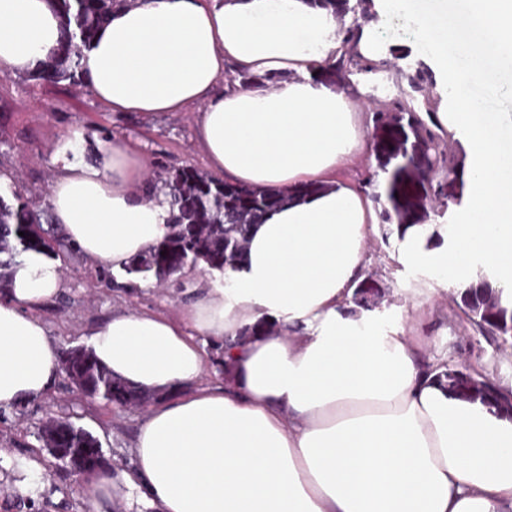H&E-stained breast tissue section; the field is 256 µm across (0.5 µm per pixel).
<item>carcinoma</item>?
<instances>
[{
	"instance_id": "carcinoma-1",
	"label": "carcinoma",
	"mask_w": 512,
	"mask_h": 512,
	"mask_svg": "<svg viewBox=\"0 0 512 512\" xmlns=\"http://www.w3.org/2000/svg\"><path fill=\"white\" fill-rule=\"evenodd\" d=\"M62 19L57 47L42 61L32 78L71 87H82L81 59L97 29L117 8L134 0H49ZM362 65L361 60L341 56L328 63L318 75L334 82L342 71ZM232 80L243 85L270 86L279 81L276 74H249L228 66ZM377 136L373 154L375 167L366 184L377 189L373 199L382 205V219L390 224L383 230L384 243L396 234L402 239L408 229L430 223L429 203L448 198V176L458 161L446 151L442 138L434 133L414 110L398 103L372 113ZM166 189L169 203L170 234L148 251L132 258L125 266L128 276L166 280L187 266L201 263L210 268L235 270L244 260L250 226L270 211L298 196L319 190L304 184L293 190H266L219 180L193 167L156 173ZM46 208L25 197L14 187L0 192V294L12 288L20 260L30 254L55 259L77 247L58 229L44 226ZM166 255H161V252ZM376 280L367 276L357 284L352 301L366 306L365 297L377 296ZM453 302L481 335L496 340L512 334V294L492 286L489 272L479 267L471 282L458 289ZM59 358L67 366L61 374L82 395L107 406L147 404L153 398L101 365L91 349L62 347ZM448 395L479 400L497 415H509V400L500 396L499 386L477 373L461 377L450 365L442 372ZM42 448H94L99 440L66 417L48 416L38 426Z\"/></svg>"
}]
</instances>
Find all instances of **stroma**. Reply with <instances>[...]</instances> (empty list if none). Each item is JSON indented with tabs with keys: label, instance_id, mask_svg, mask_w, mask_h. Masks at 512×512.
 Listing matches in <instances>:
<instances>
[{
	"label": "stroma",
	"instance_id": "obj_1",
	"mask_svg": "<svg viewBox=\"0 0 512 512\" xmlns=\"http://www.w3.org/2000/svg\"><path fill=\"white\" fill-rule=\"evenodd\" d=\"M384 44L398 45L405 56L403 68H385L363 84L359 97L370 107L385 101L401 100L420 112L436 111L439 80L413 50L414 30L401 26L390 35L380 26ZM489 109L512 115V70L489 62L480 79ZM195 110L172 112L146 120L135 112H115L101 104L89 89L75 90L66 84L9 75L0 79V185L19 181L29 199L47 203L51 181L61 158L71 156V139L81 141L82 156L91 163L107 166L108 156L101 149L104 141L118 139L134 148L148 171L158 166L170 169L194 167L206 170L204 150L195 135ZM393 247L374 238L366 250L364 274L373 276L392 298L383 307L387 321L413 322L418 335L432 337L429 356L451 365L470 361L484 366L494 382L512 383V359L498 355L494 344L478 334L458 313L456 307H443L442 293L426 294L429 273L393 260ZM62 289L38 312L55 346L88 345L91 333L112 313L123 310H150L171 318L180 317L185 302L182 282L169 280L157 285L155 279H135L125 287L126 275L117 272L118 287L98 285L99 265L82 253L58 258ZM423 301L424 310L413 307ZM69 416L99 438L114 474L133 467L132 447L136 430L145 413L104 407L99 401L81 397L64 380H57L47 396L24 406L0 410V448L10 459L0 464V512H84L83 499L70 490V480L55 479L28 500L17 492L24 478L18 463L40 455L37 426L47 416Z\"/></svg>",
	"mask_w": 512,
	"mask_h": 512
}]
</instances>
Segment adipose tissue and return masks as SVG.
<instances>
[{
    "label": "adipose tissue",
    "mask_w": 512,
    "mask_h": 512,
    "mask_svg": "<svg viewBox=\"0 0 512 512\" xmlns=\"http://www.w3.org/2000/svg\"><path fill=\"white\" fill-rule=\"evenodd\" d=\"M379 15L411 25L424 46L442 31L435 120L461 136L469 161L449 243L427 246L412 230L395 258L428 268L445 291L468 284L478 259L512 289V123L471 98L487 61L512 58V0H468L451 18L380 0ZM339 22L311 0H136L85 51V81L112 111L196 108L215 175L322 187L254 225L242 266L208 270L181 319L127 310L94 331L101 364L165 398L140 424L132 470L84 485L92 512L119 482L157 512H512V420L449 397L429 340L351 302L379 217L341 174L363 150V108L316 76L346 49ZM59 40L48 0H0L1 72L35 69ZM230 67L280 80L229 83ZM105 150L107 168L63 161L50 207L85 257L119 271L167 236L169 207L145 199L136 152L118 140ZM59 291L57 264L31 254L0 298V409L53 387L57 348L34 311ZM261 320L275 329L240 338ZM225 341L224 385L203 384V343Z\"/></svg>",
    "instance_id": "obj_1"
}]
</instances>
